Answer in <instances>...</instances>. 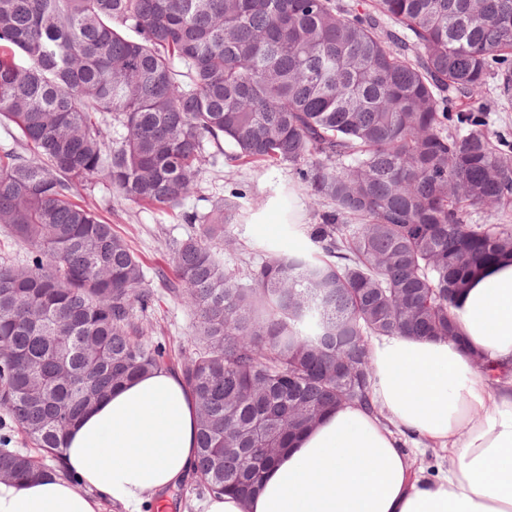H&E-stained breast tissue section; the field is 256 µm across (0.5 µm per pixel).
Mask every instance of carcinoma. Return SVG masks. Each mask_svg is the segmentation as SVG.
Listing matches in <instances>:
<instances>
[{
  "label": "carcinoma",
  "instance_id": "cac0c4a2",
  "mask_svg": "<svg viewBox=\"0 0 512 512\" xmlns=\"http://www.w3.org/2000/svg\"><path fill=\"white\" fill-rule=\"evenodd\" d=\"M512 0H0V409L52 464L0 448V481L58 471L68 431L138 375L180 374L197 474L247 498L300 432L372 406L370 342L457 335L470 276L512 255ZM455 120L473 129L460 134ZM292 166L304 250L231 268L238 192L184 209L204 167ZM103 184L180 211L168 294L193 316L174 360L145 336L141 257L78 196ZM483 129L496 143V135L505 136L512 141V105L511 107L494 106L484 115Z\"/></svg>",
  "mask_w": 512,
  "mask_h": 512
}]
</instances>
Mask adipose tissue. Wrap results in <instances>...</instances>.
I'll use <instances>...</instances> for the list:
<instances>
[{
    "mask_svg": "<svg viewBox=\"0 0 512 512\" xmlns=\"http://www.w3.org/2000/svg\"><path fill=\"white\" fill-rule=\"evenodd\" d=\"M460 342L374 341L373 406H346L308 429L242 500L206 495L195 512H512V260L474 275L456 310ZM196 404L175 371L158 369L87 412L62 451L65 475L0 481V512H149L192 480ZM441 452L428 475L420 458Z\"/></svg>",
    "mask_w": 512,
    "mask_h": 512,
    "instance_id": "ef3b65f1",
    "label": "adipose tissue"
}]
</instances>
